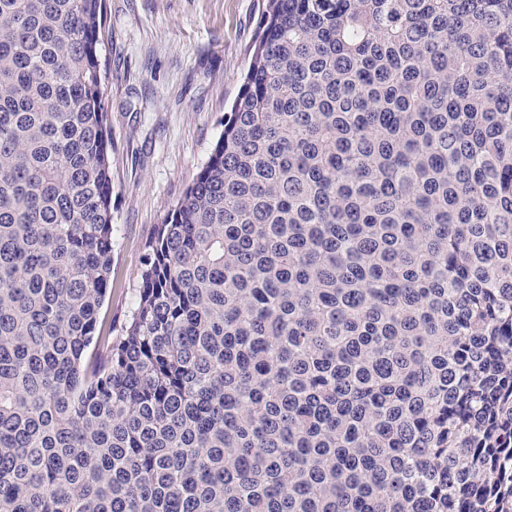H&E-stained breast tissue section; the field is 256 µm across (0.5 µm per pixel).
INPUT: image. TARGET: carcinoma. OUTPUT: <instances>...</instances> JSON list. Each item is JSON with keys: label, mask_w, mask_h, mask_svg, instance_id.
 <instances>
[{"label": "carcinoma", "mask_w": 512, "mask_h": 512, "mask_svg": "<svg viewBox=\"0 0 512 512\" xmlns=\"http://www.w3.org/2000/svg\"><path fill=\"white\" fill-rule=\"evenodd\" d=\"M106 0H0V512H512V0H263L112 293Z\"/></svg>", "instance_id": "1"}]
</instances>
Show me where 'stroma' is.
I'll return each mask as SVG.
<instances>
[{
  "label": "stroma",
  "mask_w": 512,
  "mask_h": 512,
  "mask_svg": "<svg viewBox=\"0 0 512 512\" xmlns=\"http://www.w3.org/2000/svg\"><path fill=\"white\" fill-rule=\"evenodd\" d=\"M262 0H107L112 294L121 325L144 245L206 162L247 69Z\"/></svg>",
  "instance_id": "stroma-1"
}]
</instances>
